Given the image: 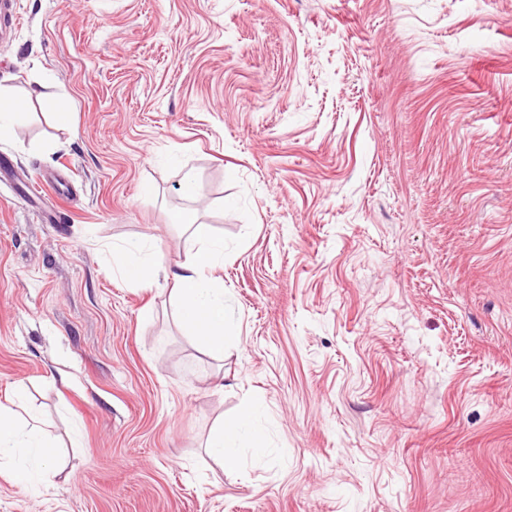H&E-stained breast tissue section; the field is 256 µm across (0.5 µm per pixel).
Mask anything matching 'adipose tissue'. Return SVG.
<instances>
[{
    "label": "adipose tissue",
    "mask_w": 512,
    "mask_h": 512,
    "mask_svg": "<svg viewBox=\"0 0 512 512\" xmlns=\"http://www.w3.org/2000/svg\"><path fill=\"white\" fill-rule=\"evenodd\" d=\"M185 222L198 250L172 272L171 298L181 327L206 353L220 359L224 356L228 323L224 287L213 278L212 271L224 259V241L195 216L186 217ZM112 257L116 272L131 286H151L159 276L161 265L154 258L152 243L113 246ZM16 407L13 401L0 403V464H13L18 482L32 491L45 482L55 460V449L39 429L20 421ZM253 418L249 412L231 423L217 424L210 431L207 452L222 467L237 468L242 439H249L253 448H264V434Z\"/></svg>",
    "instance_id": "adipose-tissue-1"
}]
</instances>
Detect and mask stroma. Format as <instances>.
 I'll return each instance as SVG.
<instances>
[{
    "instance_id": "obj_1",
    "label": "stroma",
    "mask_w": 512,
    "mask_h": 512,
    "mask_svg": "<svg viewBox=\"0 0 512 512\" xmlns=\"http://www.w3.org/2000/svg\"><path fill=\"white\" fill-rule=\"evenodd\" d=\"M36 81L0 138V402L58 466L0 472V512H512V0H14L0 89ZM189 210L220 362L112 271L184 261ZM255 403L266 449L221 469ZM112 257L115 271L131 286H151L159 276L161 264L154 258L152 242H141L138 245H113ZM259 405L237 420L224 424L220 422L209 433L205 448L208 454L217 461L222 468L235 469L238 466V448L240 441L247 438L251 442V448L262 450L266 448L264 434L254 422V414L258 411Z\"/></svg>"
}]
</instances>
